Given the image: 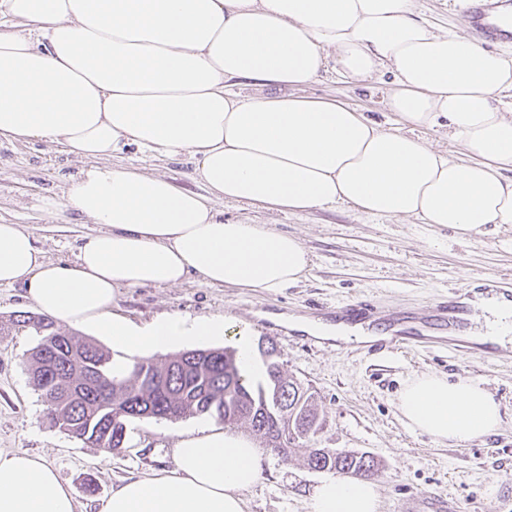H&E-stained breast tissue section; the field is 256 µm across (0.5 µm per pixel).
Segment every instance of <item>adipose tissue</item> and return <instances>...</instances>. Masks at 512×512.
Wrapping results in <instances>:
<instances>
[{
	"instance_id": "obj_1",
	"label": "adipose tissue",
	"mask_w": 512,
	"mask_h": 512,
	"mask_svg": "<svg viewBox=\"0 0 512 512\" xmlns=\"http://www.w3.org/2000/svg\"><path fill=\"white\" fill-rule=\"evenodd\" d=\"M0 139L66 146L90 165L68 204L100 224L75 262L46 260L21 225L0 224V285H22L57 323L106 337L112 374L133 358L223 339L225 317L114 314L119 289L208 286L271 292L310 266L295 236L225 221L217 202L293 213L339 203L411 217L463 239L512 225V51L420 18L413 0H0ZM390 74L384 126L302 90L327 68ZM277 88L244 97L233 80ZM447 128L459 157L419 139ZM195 161L199 194L110 164L125 147ZM408 426L441 442L496 433L500 406L478 382L414 376L399 396ZM173 473L113 488L97 512H245L261 472L244 436L200 426L174 448ZM0 512H77L42 457L0 449ZM310 512H379L376 483L322 479Z\"/></svg>"
}]
</instances>
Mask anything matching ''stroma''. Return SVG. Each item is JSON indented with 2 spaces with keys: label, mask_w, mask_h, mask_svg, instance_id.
I'll list each match as a JSON object with an SVG mask.
<instances>
[{
  "label": "stroma",
  "mask_w": 512,
  "mask_h": 512,
  "mask_svg": "<svg viewBox=\"0 0 512 512\" xmlns=\"http://www.w3.org/2000/svg\"><path fill=\"white\" fill-rule=\"evenodd\" d=\"M414 4L418 14L438 27L471 31L462 0ZM389 89L385 78L349 81L328 71L305 92L343 100L384 123ZM113 161L165 175L184 190H204L194 180L193 162L186 155L169 159L130 147ZM87 165L59 143L1 142L0 224L23 225L49 260L75 261L81 238L97 232L98 226L67 208L63 193ZM218 207L227 220L265 224L299 237L312 260L307 277L273 292L209 287L194 279L176 287L123 288L112 310L138 324L166 312L232 317L257 340H272L286 374L312 388L324 419L322 430L285 459L255 440L262 472L245 494L248 512H309L311 494L323 477L306 464L313 447L374 456L380 512H409L412 499L422 495L453 500L458 512H512V341L491 361L447 342L422 351L374 354L355 342L335 346L308 338L286 323L294 316L321 318L358 299L395 315L434 304L472 276L512 280V226L494 225L488 234L463 241L439 224L375 218L345 204L300 214L228 201ZM36 342L30 328L0 336V448L43 457L69 485L82 512H93L97 500L124 478L174 470L178 432L201 422L218 424L207 415L173 421L136 418L127 427L123 448L104 454L47 419L26 365ZM422 373L480 383L500 405L497 433L449 444L410 429L398 408L399 394L409 379Z\"/></svg>",
  "instance_id": "obj_1"
}]
</instances>
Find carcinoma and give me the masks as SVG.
Instances as JSON below:
<instances>
[{
    "label": "carcinoma",
    "mask_w": 512,
    "mask_h": 512,
    "mask_svg": "<svg viewBox=\"0 0 512 512\" xmlns=\"http://www.w3.org/2000/svg\"><path fill=\"white\" fill-rule=\"evenodd\" d=\"M31 327L38 337L27 357L30 379L46 406L51 422L72 436L111 454L123 448L127 423L135 418L180 419L208 415L225 424L248 420L273 395L276 374L283 373L278 359L263 360L266 378L249 381L240 368L234 348L212 350L206 369L187 350L158 363L140 360L122 380L112 377V354L76 333H62L48 317L26 312L0 320V335L13 328ZM62 337L61 349L51 353L43 346L46 336ZM313 394L304 389L298 399L301 421L320 423L312 405ZM285 451L308 440L298 426L278 430ZM316 471H330L346 477L367 479L373 475L375 460L355 451L338 454L320 463L316 451L307 457Z\"/></svg>",
    "instance_id": "1"
}]
</instances>
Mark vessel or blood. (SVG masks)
<instances>
[{"label": "vessel or blood", "instance_id": "1", "mask_svg": "<svg viewBox=\"0 0 512 512\" xmlns=\"http://www.w3.org/2000/svg\"><path fill=\"white\" fill-rule=\"evenodd\" d=\"M465 11L473 30L485 41L498 42L512 38V29L502 26L503 17L512 16V0H466ZM495 296L512 303V289L504 287L497 276L488 274L475 278L473 284L449 292L428 309L386 317L387 335L378 342L379 348H425L428 332L451 336L467 329L480 298ZM335 318L351 324L377 320L378 311L367 301L342 307Z\"/></svg>", "mask_w": 512, "mask_h": 512}]
</instances>
